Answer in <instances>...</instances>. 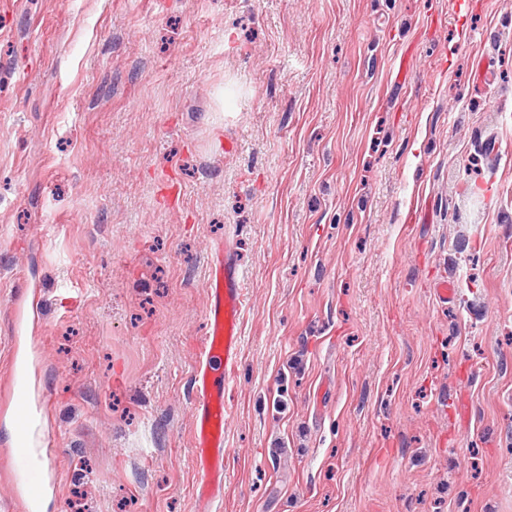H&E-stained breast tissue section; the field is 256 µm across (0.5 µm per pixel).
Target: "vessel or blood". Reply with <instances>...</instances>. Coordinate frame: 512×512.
Instances as JSON below:
<instances>
[{"instance_id":"vessel-or-blood-1","label":"vessel or blood","mask_w":512,"mask_h":512,"mask_svg":"<svg viewBox=\"0 0 512 512\" xmlns=\"http://www.w3.org/2000/svg\"><path fill=\"white\" fill-rule=\"evenodd\" d=\"M208 332L192 377V420L198 512L224 493V391L237 378L245 279L231 246L218 247L206 283Z\"/></svg>"}]
</instances>
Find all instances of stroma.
<instances>
[{"instance_id": "obj_1", "label": "stroma", "mask_w": 512, "mask_h": 512, "mask_svg": "<svg viewBox=\"0 0 512 512\" xmlns=\"http://www.w3.org/2000/svg\"><path fill=\"white\" fill-rule=\"evenodd\" d=\"M226 241L214 512H512V0H0V512H196ZM208 332L192 377L197 512H211L224 493V391L237 378L245 279L230 245L211 255L206 283Z\"/></svg>"}]
</instances>
